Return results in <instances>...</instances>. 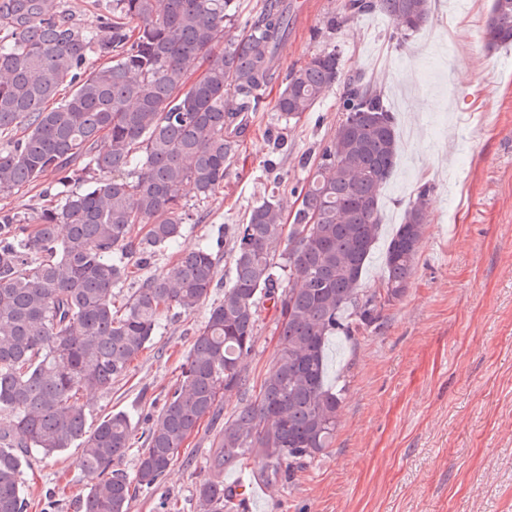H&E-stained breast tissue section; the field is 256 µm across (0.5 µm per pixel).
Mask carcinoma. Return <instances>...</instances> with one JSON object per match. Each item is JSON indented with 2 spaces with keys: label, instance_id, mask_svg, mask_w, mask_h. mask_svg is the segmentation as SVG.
Wrapping results in <instances>:
<instances>
[{
  "label": "carcinoma",
  "instance_id": "cac0c4a2",
  "mask_svg": "<svg viewBox=\"0 0 512 512\" xmlns=\"http://www.w3.org/2000/svg\"><path fill=\"white\" fill-rule=\"evenodd\" d=\"M374 6L407 34L425 25L430 0L347 3ZM235 18L236 0H112L111 18L93 29L54 0H0V192L53 176L52 203L0 211V413L10 417L0 427V512H28L24 466L74 445L78 469L102 477L83 512H128L137 491L154 493L224 393L247 389L263 300L278 312L277 361L258 395L224 420L208 466L294 482L336 439L344 390L326 385L329 337L372 332L411 283L425 188L388 244L384 279L360 288L399 152L383 95L352 82L345 119L291 188L300 199L292 224L272 193L236 226L232 281L196 330L180 382L144 418L134 474L116 467L133 445L131 415L88 426L80 395L110 391L162 317L193 312L213 288V244L179 249L194 221L182 190L193 185L203 203L224 186L247 113L275 80L288 0H263L249 29L228 37ZM484 39L512 46V0H492ZM340 72L336 49L311 57L290 71L276 111L300 119ZM284 238L279 262L273 245ZM166 248L177 253L167 273L137 276L142 255ZM284 269L296 286L283 287ZM129 279L137 287L120 311L115 289ZM195 492L203 512H233L223 483L205 479Z\"/></svg>",
  "mask_w": 512,
  "mask_h": 512
}]
</instances>
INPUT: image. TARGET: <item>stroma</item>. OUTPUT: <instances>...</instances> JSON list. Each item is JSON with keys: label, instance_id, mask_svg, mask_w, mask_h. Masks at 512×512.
<instances>
[{"label": "stroma", "instance_id": "35a3bbf8", "mask_svg": "<svg viewBox=\"0 0 512 512\" xmlns=\"http://www.w3.org/2000/svg\"><path fill=\"white\" fill-rule=\"evenodd\" d=\"M278 79L251 114L224 178L184 227L183 244L222 237L216 286L195 311L163 317L110 392L85 395L89 424L111 412L144 416L180 381V365L208 306L233 277V227L274 183L295 185L344 118L350 79L378 86L400 134V156L380 196L382 238L421 186L429 222L405 294L372 333L331 340L329 385L345 400L336 439L284 486L259 487L238 512H512V46L487 49L489 0H431L405 35L382 11L346 0H288ZM337 50L342 74L312 111L287 124L275 102L291 69ZM468 80L458 79L460 60ZM276 317L263 310L247 359L258 392L278 356ZM214 431L201 424L162 489L180 512H201L195 486L210 478ZM77 448L26 469L30 512H80L97 476Z\"/></svg>", "mask_w": 512, "mask_h": 512}]
</instances>
